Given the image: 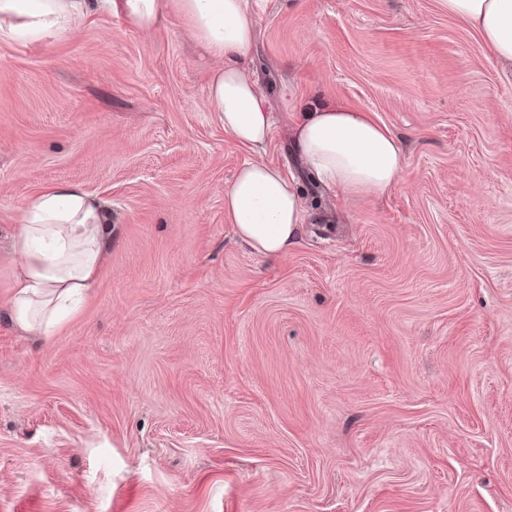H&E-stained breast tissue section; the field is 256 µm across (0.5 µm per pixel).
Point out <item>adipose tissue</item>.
Instances as JSON below:
<instances>
[{"label":"adipose tissue","instance_id":"adipose-tissue-1","mask_svg":"<svg viewBox=\"0 0 512 512\" xmlns=\"http://www.w3.org/2000/svg\"><path fill=\"white\" fill-rule=\"evenodd\" d=\"M450 15L467 20L494 58L512 65V0H446ZM142 32L168 13L183 16L216 64L208 104L225 133L251 156L224 190V213L237 240L256 255L276 259L298 241L306 203L295 183L264 153L273 131L268 99L250 68L254 0H106ZM91 0H0V29L23 39L65 35ZM292 143L317 179L342 200L379 196L398 181L403 147L368 111L338 100L302 107ZM112 244L107 212L81 185L42 189L23 209L12 235L18 259L4 303L15 328L50 339L63 314L93 288Z\"/></svg>","mask_w":512,"mask_h":512}]
</instances>
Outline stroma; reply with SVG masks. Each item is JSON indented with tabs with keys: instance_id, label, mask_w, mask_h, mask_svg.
Here are the masks:
<instances>
[{
	"instance_id": "stroma-1",
	"label": "stroma",
	"mask_w": 512,
	"mask_h": 512,
	"mask_svg": "<svg viewBox=\"0 0 512 512\" xmlns=\"http://www.w3.org/2000/svg\"><path fill=\"white\" fill-rule=\"evenodd\" d=\"M254 31L271 163L303 181L322 100L405 144L272 261L224 213L249 152L181 17L0 31V295L42 188L114 227L60 335L0 310V512H512V76L445 0H258Z\"/></svg>"
}]
</instances>
